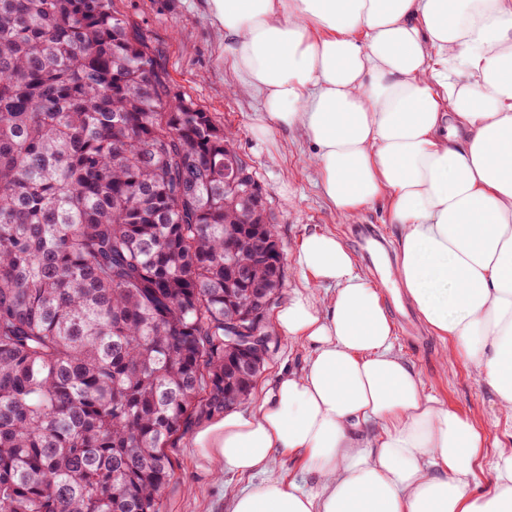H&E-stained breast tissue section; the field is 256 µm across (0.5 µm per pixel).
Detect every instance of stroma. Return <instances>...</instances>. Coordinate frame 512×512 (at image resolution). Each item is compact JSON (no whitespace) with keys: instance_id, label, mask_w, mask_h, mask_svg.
Here are the masks:
<instances>
[{"instance_id":"stroma-1","label":"stroma","mask_w":512,"mask_h":512,"mask_svg":"<svg viewBox=\"0 0 512 512\" xmlns=\"http://www.w3.org/2000/svg\"><path fill=\"white\" fill-rule=\"evenodd\" d=\"M115 6L131 25L147 33L173 91L189 95L234 131L237 150L263 189L270 222L286 258L280 303H287L302 282L292 261L300 237L313 229L336 232L379 288L396 325V349L414 367L425 391L475 422L487 455L512 448V417L499 410L492 389L462 361L452 359L439 365L441 345L426 331L418 313L401 318L402 309L411 302L401 285L382 270L383 264H395L397 259V228L389 224L384 204L373 205L356 222H341L320 192L317 173L307 164V145L285 143L283 134L277 132H258L259 103L236 85L224 60L223 36L207 12L206 0H115ZM367 228L382 239L378 254L372 256L366 255L359 238L360 230ZM307 355L297 341L273 334L252 399L241 404V411H250L254 399L271 390L279 375L300 369ZM207 423L204 417L193 420L170 449L173 477L162 493L160 512H226L225 483L247 487V480L229 473L216 478L211 463L195 448L194 435Z\"/></svg>"}]
</instances>
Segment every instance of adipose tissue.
I'll list each match as a JSON object with an SVG mask.
<instances>
[{
	"label": "adipose tissue",
	"instance_id": "adipose-tissue-1",
	"mask_svg": "<svg viewBox=\"0 0 512 512\" xmlns=\"http://www.w3.org/2000/svg\"><path fill=\"white\" fill-rule=\"evenodd\" d=\"M258 129L300 138L345 221L385 202L393 277L440 341L512 415V0H207ZM300 290L270 325L309 350L249 412L195 438L228 512H512V448L396 351L375 284L336 234L299 239ZM298 459L301 484L270 475ZM483 488H475L478 473ZM271 468L276 475L295 479L299 483L309 480L308 476L301 470L300 464L287 454L276 455L271 463Z\"/></svg>",
	"mask_w": 512,
	"mask_h": 512
}]
</instances>
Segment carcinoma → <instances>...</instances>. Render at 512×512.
I'll list each match as a JSON object with an SVG mask.
<instances>
[{
  "label": "carcinoma",
  "instance_id": "carcinoma-1",
  "mask_svg": "<svg viewBox=\"0 0 512 512\" xmlns=\"http://www.w3.org/2000/svg\"><path fill=\"white\" fill-rule=\"evenodd\" d=\"M239 164L113 0H0V512H159L165 449L251 395L224 312L284 269Z\"/></svg>",
  "mask_w": 512,
  "mask_h": 512
}]
</instances>
